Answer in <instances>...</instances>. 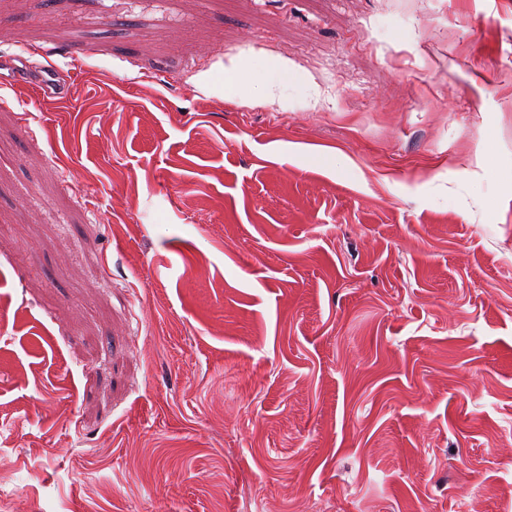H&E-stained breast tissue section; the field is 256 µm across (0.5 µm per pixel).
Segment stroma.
I'll use <instances>...</instances> for the list:
<instances>
[{"label": "stroma", "instance_id": "stroma-1", "mask_svg": "<svg viewBox=\"0 0 512 512\" xmlns=\"http://www.w3.org/2000/svg\"><path fill=\"white\" fill-rule=\"evenodd\" d=\"M0 478L512 512V0H0Z\"/></svg>", "mask_w": 512, "mask_h": 512}]
</instances>
